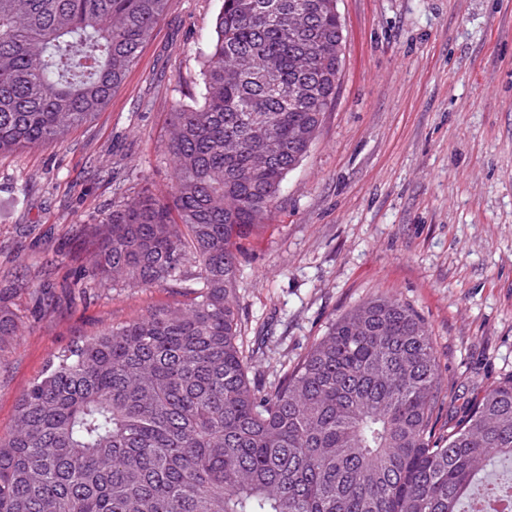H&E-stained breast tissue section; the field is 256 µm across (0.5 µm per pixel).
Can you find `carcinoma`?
I'll return each mask as SVG.
<instances>
[{"label":"carcinoma","instance_id":"obj_1","mask_svg":"<svg viewBox=\"0 0 512 512\" xmlns=\"http://www.w3.org/2000/svg\"><path fill=\"white\" fill-rule=\"evenodd\" d=\"M168 0H0V154L58 143L112 101ZM336 0H223L202 90L169 113L168 198L90 225L101 288L192 281L187 305L54 357L0 439V512H488L512 502V378L437 430L433 338L376 297L278 380L249 377L241 243L336 101ZM20 334L0 308V346Z\"/></svg>","mask_w":512,"mask_h":512}]
</instances>
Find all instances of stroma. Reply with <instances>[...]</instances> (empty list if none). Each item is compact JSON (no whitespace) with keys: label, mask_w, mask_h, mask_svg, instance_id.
I'll return each instance as SVG.
<instances>
[{"label":"stroma","mask_w":512,"mask_h":512,"mask_svg":"<svg viewBox=\"0 0 512 512\" xmlns=\"http://www.w3.org/2000/svg\"><path fill=\"white\" fill-rule=\"evenodd\" d=\"M223 0H169L111 103L59 144L0 155V435L49 361L99 329L187 303L185 286L68 289L85 231L140 181L166 194L168 116L200 91ZM336 102L245 242L236 303L271 380L330 322L387 296L430 329L446 405L512 377V0H339Z\"/></svg>","instance_id":"obj_1"}]
</instances>
